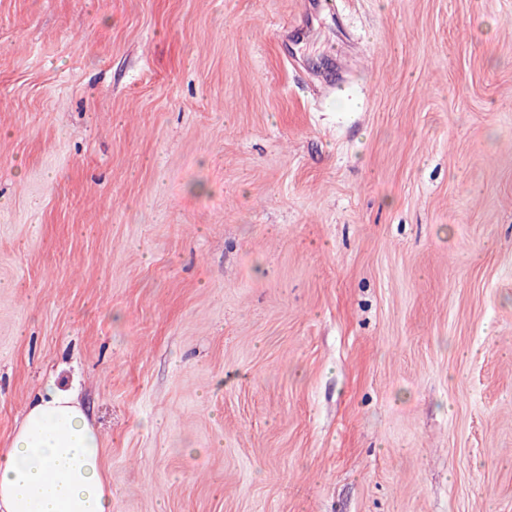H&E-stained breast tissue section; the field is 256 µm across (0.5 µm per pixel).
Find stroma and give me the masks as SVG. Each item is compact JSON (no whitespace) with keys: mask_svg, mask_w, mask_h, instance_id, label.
<instances>
[{"mask_svg":"<svg viewBox=\"0 0 512 512\" xmlns=\"http://www.w3.org/2000/svg\"><path fill=\"white\" fill-rule=\"evenodd\" d=\"M71 379L112 512H512V0H0V448Z\"/></svg>","mask_w":512,"mask_h":512,"instance_id":"obj_1","label":"stroma"}]
</instances>
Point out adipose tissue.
Segmentation results:
<instances>
[{
	"mask_svg": "<svg viewBox=\"0 0 512 512\" xmlns=\"http://www.w3.org/2000/svg\"><path fill=\"white\" fill-rule=\"evenodd\" d=\"M0 512H112L99 438L72 390L47 385L0 448Z\"/></svg>",
	"mask_w": 512,
	"mask_h": 512,
	"instance_id": "1",
	"label": "adipose tissue"
}]
</instances>
